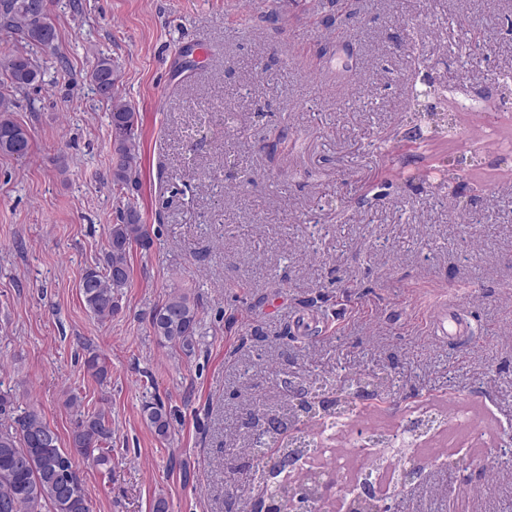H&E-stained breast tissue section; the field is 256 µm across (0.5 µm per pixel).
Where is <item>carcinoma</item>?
<instances>
[{"label": "carcinoma", "mask_w": 512, "mask_h": 512, "mask_svg": "<svg viewBox=\"0 0 512 512\" xmlns=\"http://www.w3.org/2000/svg\"><path fill=\"white\" fill-rule=\"evenodd\" d=\"M31 0H0V26L12 29L31 46L55 50L57 29L50 11L36 13ZM118 66L109 56H100L86 74L95 93L110 107L112 150L115 162L112 183L121 188L137 184L140 143L135 136L137 113L118 86ZM42 80L36 57L22 51L11 56L0 83L13 90H25ZM13 100L0 94V151L8 154L20 141H28L26 129L11 118ZM146 225L136 207L120 211L118 222L110 225L103 265L88 268L79 282L84 306L101 321L109 320L120 308L122 290L130 276L133 247H148ZM200 325L198 306L187 295L172 291L151 317L155 336L165 343L192 351ZM87 372L102 382L107 378L105 358L88 351ZM9 422L0 423V512H90L82 475L75 457H91L96 464L111 467V457L103 445L112 438V421L101 410L83 414L72 431L71 448L60 446L40 412L31 408L15 412L12 397L0 393V414ZM144 419L159 437L169 435L171 422L160 404H147Z\"/></svg>", "instance_id": "obj_1"}]
</instances>
